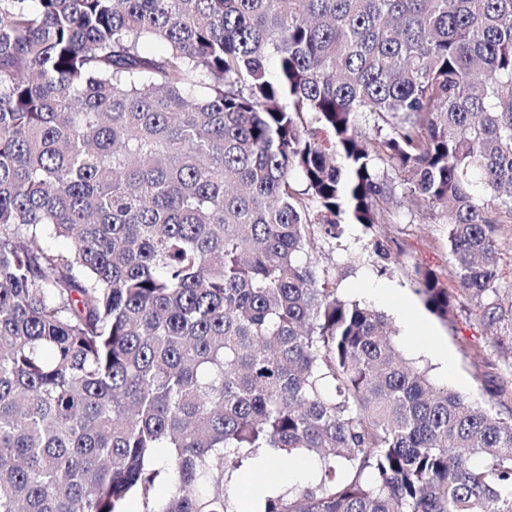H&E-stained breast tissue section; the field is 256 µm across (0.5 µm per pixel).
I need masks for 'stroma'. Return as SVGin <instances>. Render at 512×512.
<instances>
[{"instance_id": "obj_1", "label": "stroma", "mask_w": 512, "mask_h": 512, "mask_svg": "<svg viewBox=\"0 0 512 512\" xmlns=\"http://www.w3.org/2000/svg\"><path fill=\"white\" fill-rule=\"evenodd\" d=\"M447 227L444 212L425 208L401 211L397 223L372 229L351 224L340 239L325 243L319 265L344 270L337 281L339 294L390 318L399 331L395 341L404 357L426 370L435 383L506 417L512 415V335L489 326L467 296H459L453 313L443 320L425 307L416 292L413 275L418 268L434 271L448 288L456 286ZM376 238L395 260L393 269L384 273L371 248ZM407 306L418 315L415 325L402 319ZM495 386L502 387V395L491 396Z\"/></svg>"}]
</instances>
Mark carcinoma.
<instances>
[{
    "mask_svg": "<svg viewBox=\"0 0 512 512\" xmlns=\"http://www.w3.org/2000/svg\"><path fill=\"white\" fill-rule=\"evenodd\" d=\"M417 202L507 321L512 0H0V512H238L260 453L315 465L261 512H512V416L316 267ZM500 237L503 242V264L504 280L502 288L499 290V303L507 312L510 318L512 313V224H504L501 228Z\"/></svg>",
    "mask_w": 512,
    "mask_h": 512,
    "instance_id": "obj_1",
    "label": "carcinoma"
}]
</instances>
